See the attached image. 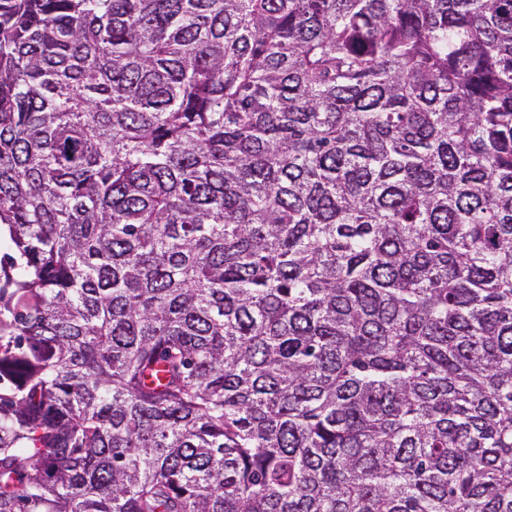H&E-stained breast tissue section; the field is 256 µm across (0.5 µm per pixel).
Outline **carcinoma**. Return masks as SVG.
<instances>
[{
	"mask_svg": "<svg viewBox=\"0 0 512 512\" xmlns=\"http://www.w3.org/2000/svg\"><path fill=\"white\" fill-rule=\"evenodd\" d=\"M0 512H512V0H0Z\"/></svg>",
	"mask_w": 512,
	"mask_h": 512,
	"instance_id": "cac0c4a2",
	"label": "carcinoma"
}]
</instances>
